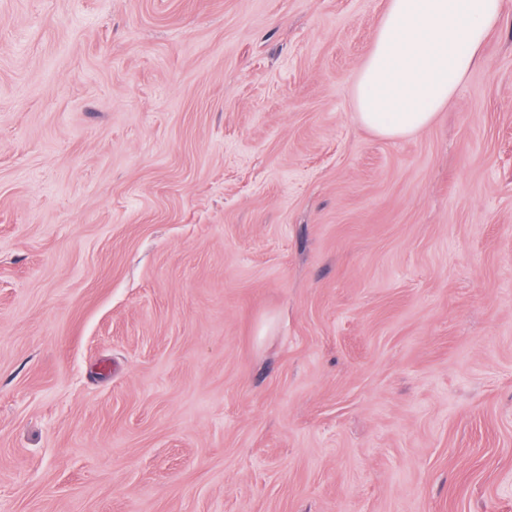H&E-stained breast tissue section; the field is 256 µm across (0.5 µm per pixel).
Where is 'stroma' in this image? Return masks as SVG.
I'll list each match as a JSON object with an SVG mask.
<instances>
[{"mask_svg": "<svg viewBox=\"0 0 512 512\" xmlns=\"http://www.w3.org/2000/svg\"><path fill=\"white\" fill-rule=\"evenodd\" d=\"M434 123L386 0H0V512H512V0Z\"/></svg>", "mask_w": 512, "mask_h": 512, "instance_id": "35a3bbf8", "label": "stroma"}]
</instances>
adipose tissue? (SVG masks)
<instances>
[{"label": "adipose tissue", "instance_id": "ef3b65f1", "mask_svg": "<svg viewBox=\"0 0 512 512\" xmlns=\"http://www.w3.org/2000/svg\"><path fill=\"white\" fill-rule=\"evenodd\" d=\"M506 0H387L352 79L355 116L386 139L432 124L500 25Z\"/></svg>", "mask_w": 512, "mask_h": 512}]
</instances>
